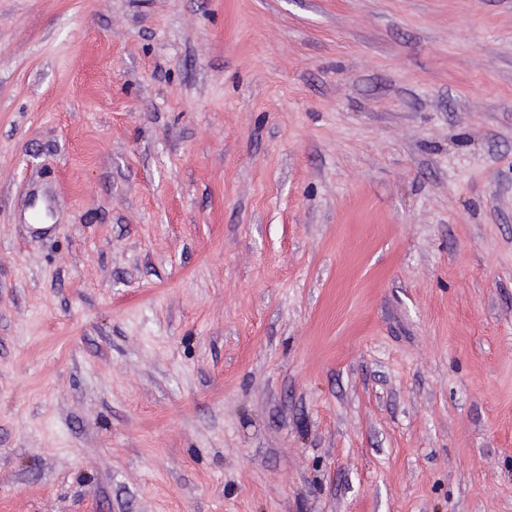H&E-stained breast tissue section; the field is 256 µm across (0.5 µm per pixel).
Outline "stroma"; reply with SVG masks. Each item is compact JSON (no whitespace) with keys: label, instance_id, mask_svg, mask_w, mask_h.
Masks as SVG:
<instances>
[{"label":"stroma","instance_id":"obj_1","mask_svg":"<svg viewBox=\"0 0 512 512\" xmlns=\"http://www.w3.org/2000/svg\"><path fill=\"white\" fill-rule=\"evenodd\" d=\"M0 512H512V0H0Z\"/></svg>","mask_w":512,"mask_h":512}]
</instances>
